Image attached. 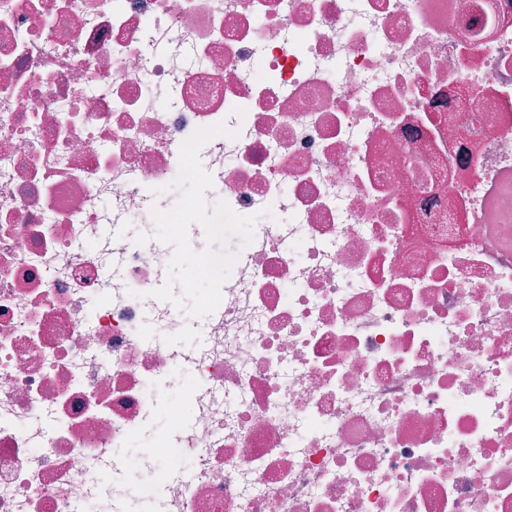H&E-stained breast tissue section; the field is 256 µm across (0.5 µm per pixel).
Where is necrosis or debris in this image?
<instances>
[{
    "label": "necrosis or debris",
    "instance_id": "1",
    "mask_svg": "<svg viewBox=\"0 0 512 512\" xmlns=\"http://www.w3.org/2000/svg\"><path fill=\"white\" fill-rule=\"evenodd\" d=\"M0 512H512V0H0ZM175 278L185 280L188 285V292L182 300V308L186 311L188 316L192 318L193 313L197 306V301L203 289V275L185 267H178L173 270ZM189 410L190 407L186 398L180 396L174 397L168 404L166 410L160 416L156 426V431L158 433L164 432L167 429L171 419L186 418L189 414Z\"/></svg>",
    "mask_w": 512,
    "mask_h": 512
}]
</instances>
